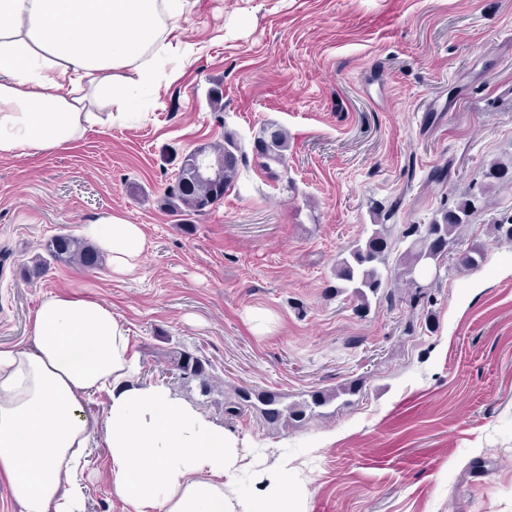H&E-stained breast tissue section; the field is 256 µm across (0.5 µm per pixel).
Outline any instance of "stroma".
<instances>
[{"instance_id":"obj_1","label":"stroma","mask_w":512,"mask_h":512,"mask_svg":"<svg viewBox=\"0 0 512 512\" xmlns=\"http://www.w3.org/2000/svg\"><path fill=\"white\" fill-rule=\"evenodd\" d=\"M139 113L49 152L0 158V347L31 343L44 295L94 292L129 331L138 379L224 428L234 501L288 473V512H512V184L487 191L425 288L392 278L367 313L336 266L394 207L428 223L482 168L512 162V0H187ZM288 133L259 169L263 127ZM233 133L240 175L201 214L163 198L184 154ZM450 166L446 182L428 174ZM141 224L135 273L23 269L47 238L112 214ZM485 263L461 269L460 253ZM175 351L205 358L210 390ZM357 391L304 422L226 419L239 387L292 403ZM103 446L86 512H125Z\"/></svg>"}]
</instances>
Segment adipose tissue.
<instances>
[{"label":"adipose tissue","mask_w":512,"mask_h":512,"mask_svg":"<svg viewBox=\"0 0 512 512\" xmlns=\"http://www.w3.org/2000/svg\"><path fill=\"white\" fill-rule=\"evenodd\" d=\"M184 0H0V157L51 151L101 123L111 99L137 111ZM114 273L139 267L140 227L114 213L83 225ZM33 344L0 348V480L20 512H84V457L107 450L128 512H236L224 495L235 447L162 385H140L128 331L92 294H52ZM105 395L103 415L86 404Z\"/></svg>","instance_id":"1"}]
</instances>
